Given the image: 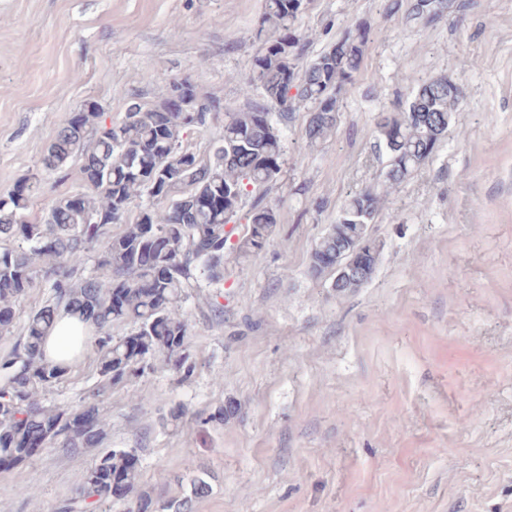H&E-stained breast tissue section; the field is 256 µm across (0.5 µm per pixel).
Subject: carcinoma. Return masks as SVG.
I'll list each match as a JSON object with an SVG mask.
<instances>
[{"label":"carcinoma","mask_w":512,"mask_h":512,"mask_svg":"<svg viewBox=\"0 0 512 512\" xmlns=\"http://www.w3.org/2000/svg\"><path fill=\"white\" fill-rule=\"evenodd\" d=\"M309 0H264L257 35L262 44L250 83L261 101L242 111L224 112L223 134L202 157L184 136L207 128L220 102L188 79L179 102L168 94L152 104L126 102L123 117L106 123L98 105L86 104L57 132L42 157L45 171L67 176L73 158L81 161L86 192L63 194L40 223L27 220L38 182L25 180L0 196V337L12 333L20 303L41 282L51 297L29 312L10 354L0 359V468L26 463L44 448L72 455L95 447L106 435L102 398L112 387L152 368L161 358L188 378L189 320L182 303L199 280L224 281V227L233 222L243 199L252 195L247 232L233 245L239 259L261 251L275 233L276 211L263 194L281 171L265 163L284 156V134L274 111L308 107L307 144L315 149L336 129L341 97L352 86L370 24L359 22L312 62L302 61L308 35L297 27ZM454 0H430V8L408 9V19L429 23L452 12ZM411 98L401 112L378 113V146L388 164L373 186L352 195L336 224L312 254L310 274L318 279L336 259L353 224H371L392 191L436 152L455 123L462 90L445 74L412 78ZM143 197L152 204L126 220L130 205ZM124 225L114 235L110 227ZM382 246L369 260L371 272L336 289L357 292L373 276ZM94 271L85 273L89 258ZM89 321V347L97 378L90 394L73 408L46 405L47 389L60 383L78 363H49L43 345L60 312ZM135 327L133 345L112 335V325ZM141 469L126 448H114L87 469L78 496L60 512L122 502L127 512H156L153 499L139 491Z\"/></svg>","instance_id":"1"}]
</instances>
